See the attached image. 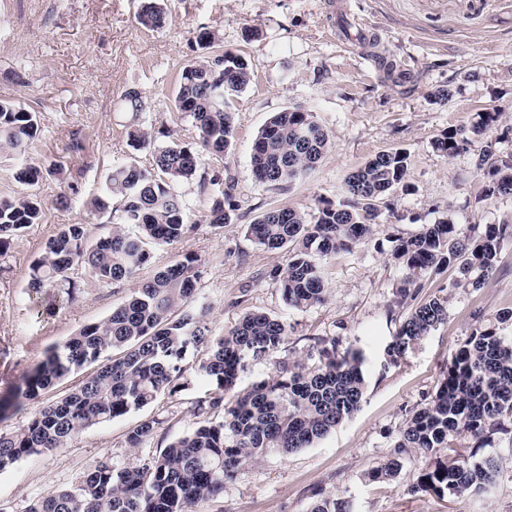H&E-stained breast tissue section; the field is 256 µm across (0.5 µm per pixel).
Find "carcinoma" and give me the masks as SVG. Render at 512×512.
Here are the masks:
<instances>
[{
    "label": "carcinoma",
    "instance_id": "cac0c4a2",
    "mask_svg": "<svg viewBox=\"0 0 512 512\" xmlns=\"http://www.w3.org/2000/svg\"><path fill=\"white\" fill-rule=\"evenodd\" d=\"M138 23L151 30L164 28L168 15L157 0H144ZM221 41L215 29L202 27L195 42L210 49ZM252 73L239 54H203L183 67L174 95L178 112L198 132L192 145L170 142L153 146L152 165L135 163L112 168L95 209L120 198L110 232L90 244L83 227L70 224L46 244L31 266L28 288L40 291L63 279L76 263L89 266L102 282L133 277L150 263L152 249L181 241L187 231L186 203L174 188L193 177L207 155L226 153L235 136L234 112L227 100L251 83ZM135 122L128 130L142 147L151 134L140 120V96H125ZM500 112H481L467 126L451 129L434 141L435 148L453 155L483 138ZM36 113L0 103V151L18 156L36 138ZM328 134L309 112H275L256 136L250 156L256 179L278 186L313 169L327 152ZM477 169L488 179L485 197L512 194V157L498 160L489 149L479 152ZM407 154L384 151L346 178L351 202L335 206L322 202L314 215L290 207L270 209L248 225L257 244L288 251V261L275 276L285 303L303 309L326 300L327 289L319 259L350 252L371 232L367 221L380 200L404 187ZM210 224H226L224 205L231 184L217 176L210 181ZM41 206L27 197L0 200V247L41 218ZM512 235L507 224H489L480 237L465 235L451 219L428 224L410 237L397 239L395 255L406 265L399 303L416 298L423 278L432 271L454 268L457 286L478 288L496 269L502 241ZM198 259L187 254L157 271L99 323L80 328L64 343L52 347L24 386L0 398V414L21 399L36 400L61 379L90 366L60 400L35 413L11 433H0V471L23 457L63 448L78 432L110 422L154 403L162 394L182 387V361L193 350L200 354L197 371L215 385L198 412L205 418L155 455L132 464L101 457L89 464L78 484L49 492L26 512H190L197 501L218 495L245 464L275 448L293 453L313 445L349 419L363 399V357L357 350L339 349L336 339H317L320 364L308 368L300 361H276L266 378L235 390L249 353L272 355L285 344L288 324L260 311L248 312L227 334L209 335L206 310L190 306L196 291ZM448 317L447 301L431 298L413 307L395 334L390 351L402 354ZM118 357L107 363V352ZM512 422V338L498 334L492 324L476 327L456 350L439 385L422 406L410 411L400 430L398 455L371 473L374 479L396 476L400 454L417 451L434 456L410 487L413 494L463 497L497 481L496 457L453 451L459 439L484 445L493 429ZM158 421L148 419L127 436L139 448L155 433ZM311 512H347L345 503L317 496Z\"/></svg>",
    "mask_w": 512,
    "mask_h": 512
}]
</instances>
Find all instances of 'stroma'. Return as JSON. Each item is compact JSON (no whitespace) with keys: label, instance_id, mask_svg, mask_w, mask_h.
Here are the masks:
<instances>
[{"label":"stroma","instance_id":"1","mask_svg":"<svg viewBox=\"0 0 512 512\" xmlns=\"http://www.w3.org/2000/svg\"><path fill=\"white\" fill-rule=\"evenodd\" d=\"M143 0H0V102L36 113L39 130L27 152L42 167L35 184L19 183V163L0 154V200L21 194L42 205L39 223L10 238L0 251V396L23 384L53 344L103 320L155 269L193 254L198 259L197 304L208 306L212 335L227 333L251 311L285 319L282 358L319 361L317 341L336 337L364 357L365 393L359 410L313 446L292 454L269 451L244 466L219 497L192 512H309L315 493L349 505L350 512H512V431L492 437L490 454L503 468L498 484L463 498L411 493L427 460L410 452L392 479L371 472L395 452L409 411L434 393L456 349L479 324L512 309V236L480 288H461L455 270L424 278L421 298L448 301V318L399 357L387 356L409 309L397 303L405 265L396 240L452 219L470 237L487 225H512V194L484 198L475 167L483 145L512 156V0H161L166 27L139 28ZM365 23L369 36L339 43V14ZM220 29L222 48L243 55L253 78L229 105L236 133L224 156L206 158L196 174L177 182L189 231L156 249L150 265L121 282L98 281L87 266L30 292L32 262L63 226L82 225L89 240L106 235L112 217L95 211L118 163L149 166L151 147L132 146L134 115L124 100L138 90L156 141H197L173 98L182 68L198 56L194 33ZM258 30L246 39L248 30ZM447 89L440 99L436 90ZM285 109L312 113L331 146L306 176L281 186L259 182L250 153L268 118ZM499 110L498 122L466 149L448 156L433 142L469 125L478 113ZM409 157L405 187L393 206L379 204L372 232L349 253L323 258L327 300L289 308L272 274L287 261L248 237L246 228L279 206L315 213L320 201L347 202L345 179L383 151ZM232 177V221L209 224L213 175ZM68 377L36 400L0 417V433L22 427L35 412L65 396ZM184 386L153 404L81 431L60 449L21 458L0 471V512H25L31 500L74 486L93 460L134 463L185 434L197 406L214 387L194 370ZM157 419L153 440L133 450L128 432Z\"/></svg>","mask_w":512,"mask_h":512}]
</instances>
